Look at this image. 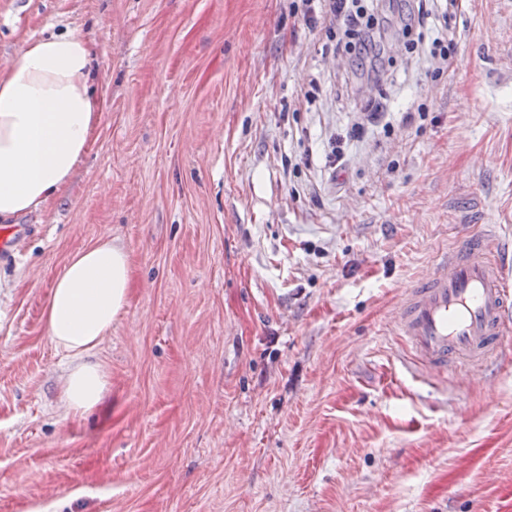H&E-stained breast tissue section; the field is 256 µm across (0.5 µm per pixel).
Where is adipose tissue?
Instances as JSON below:
<instances>
[{"mask_svg": "<svg viewBox=\"0 0 512 512\" xmlns=\"http://www.w3.org/2000/svg\"><path fill=\"white\" fill-rule=\"evenodd\" d=\"M105 106L93 51L81 34L25 42L0 74V217L38 209L64 192ZM130 288L129 254L108 240L76 251L54 280L44 322L71 362L66 413L89 411L104 397L108 374L93 352L124 312Z\"/></svg>", "mask_w": 512, "mask_h": 512, "instance_id": "ef3b65f1", "label": "adipose tissue"}]
</instances>
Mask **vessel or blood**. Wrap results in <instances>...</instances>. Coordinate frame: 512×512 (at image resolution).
<instances>
[{"label": "vessel or blood", "mask_w": 512, "mask_h": 512, "mask_svg": "<svg viewBox=\"0 0 512 512\" xmlns=\"http://www.w3.org/2000/svg\"><path fill=\"white\" fill-rule=\"evenodd\" d=\"M512 234L468 236L407 289L396 325L414 353L438 373L465 375L512 354Z\"/></svg>", "instance_id": "1"}]
</instances>
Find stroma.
I'll return each mask as SVG.
<instances>
[{
    "mask_svg": "<svg viewBox=\"0 0 512 512\" xmlns=\"http://www.w3.org/2000/svg\"><path fill=\"white\" fill-rule=\"evenodd\" d=\"M393 41L391 111L304 0H0V61L75 31L107 108L67 191L0 255V512H512V361L453 382L405 356V289L461 230L512 225V0H464L447 74ZM107 238L134 270L62 411L50 287ZM362 113L360 114L361 122H357L346 132V135L337 134L333 142L332 150L328 155V162L332 168L342 165L345 158V146L348 140L359 138L364 131V124L375 125L381 123L388 116V112H383V107L376 100L367 99Z\"/></svg>",
    "mask_w": 512,
    "mask_h": 512,
    "instance_id": "obj_1",
    "label": "stroma"
}]
</instances>
